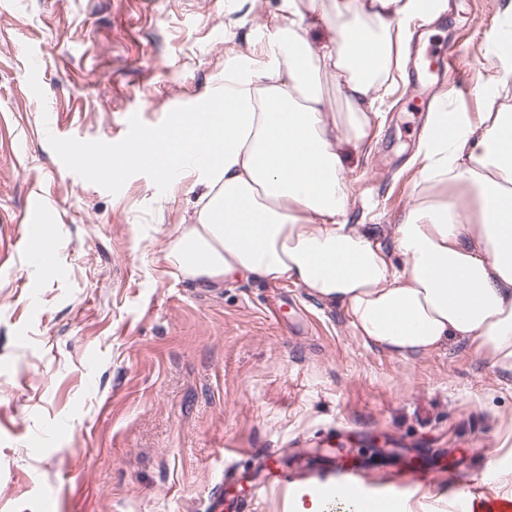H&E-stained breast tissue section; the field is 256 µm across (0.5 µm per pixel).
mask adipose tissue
<instances>
[{
    "instance_id": "1",
    "label": "adipose tissue",
    "mask_w": 512,
    "mask_h": 512,
    "mask_svg": "<svg viewBox=\"0 0 512 512\" xmlns=\"http://www.w3.org/2000/svg\"><path fill=\"white\" fill-rule=\"evenodd\" d=\"M440 11V0H283L263 54L225 66L223 111L203 104L133 140L137 168L195 194L165 235L164 271L199 288L290 283L343 307L367 347L409 361L465 341L512 376V106L501 99L512 0L492 36L499 68L480 80L484 112L428 113L416 194L389 242L349 219L345 155L366 144L404 69L411 22ZM318 28L326 38L311 41Z\"/></svg>"
}]
</instances>
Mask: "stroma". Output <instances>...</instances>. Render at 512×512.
<instances>
[{"mask_svg": "<svg viewBox=\"0 0 512 512\" xmlns=\"http://www.w3.org/2000/svg\"><path fill=\"white\" fill-rule=\"evenodd\" d=\"M415 21L406 77L346 164L352 218L398 223L413 193L426 115L418 98L484 109L478 73L500 0H443ZM281 0H0V225L41 197L46 277L27 261L0 276V512H208L226 469L249 512H291L290 487L330 481L348 460L374 492L449 512L468 486L512 489V377L472 345L411 361L366 347L341 307L302 288L238 281L208 292L157 261L192 198L151 171L84 183L75 142L115 149L126 121L157 127L192 109L226 64L259 55ZM458 47L457 86L419 60ZM38 64L42 93L26 74ZM288 485L252 494L260 453ZM495 465L500 482L484 478Z\"/></svg>", "mask_w": 512, "mask_h": 512, "instance_id": "35a3bbf8", "label": "stroma"}]
</instances>
